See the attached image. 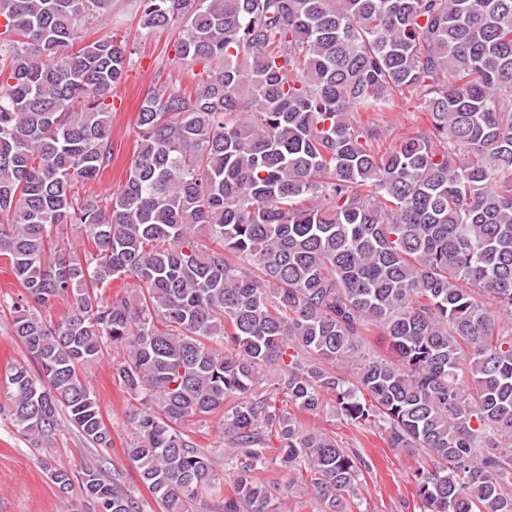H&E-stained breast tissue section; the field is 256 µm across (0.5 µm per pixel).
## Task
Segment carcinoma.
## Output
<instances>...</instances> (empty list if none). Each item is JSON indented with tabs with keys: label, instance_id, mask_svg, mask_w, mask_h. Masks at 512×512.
Masks as SVG:
<instances>
[{
	"label": "carcinoma",
	"instance_id": "obj_1",
	"mask_svg": "<svg viewBox=\"0 0 512 512\" xmlns=\"http://www.w3.org/2000/svg\"><path fill=\"white\" fill-rule=\"evenodd\" d=\"M139 2L141 28L185 26L191 80L157 75L105 200L74 187L112 161L134 53L98 35L111 0H0V257L36 365L0 386L17 432L46 452L65 415L112 447L80 371L119 345L124 454L162 512H368V460L300 417L329 400L421 457L420 512H512V0ZM412 99L430 126L386 143ZM207 415L227 492L185 432ZM45 468L92 512H144L97 469Z\"/></svg>",
	"mask_w": 512,
	"mask_h": 512
}]
</instances>
